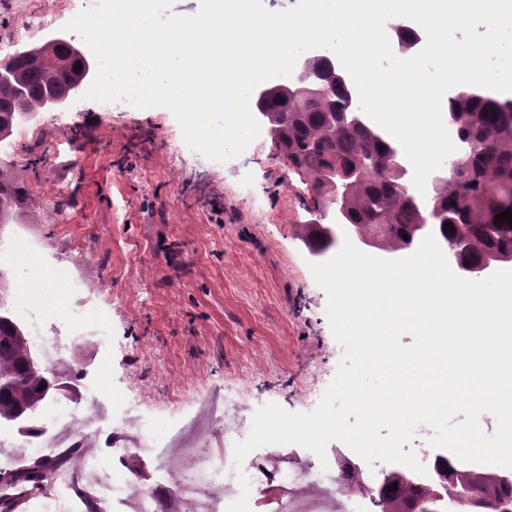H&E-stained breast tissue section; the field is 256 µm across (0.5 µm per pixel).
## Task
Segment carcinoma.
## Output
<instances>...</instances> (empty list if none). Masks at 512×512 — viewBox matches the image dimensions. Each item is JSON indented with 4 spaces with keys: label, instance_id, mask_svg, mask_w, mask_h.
I'll return each mask as SVG.
<instances>
[{
    "label": "carcinoma",
    "instance_id": "obj_1",
    "mask_svg": "<svg viewBox=\"0 0 512 512\" xmlns=\"http://www.w3.org/2000/svg\"><path fill=\"white\" fill-rule=\"evenodd\" d=\"M7 67L11 79L0 82V142L11 137L14 126L25 114L39 109L46 96L63 97L73 87L86 84L89 69L69 48L50 45L35 55L9 58ZM311 67L321 84L320 92L296 96L284 87H270L265 96L253 99L252 108L268 113L280 127L277 153L306 179L315 202H331L332 191L322 178L327 164L355 170L356 180L343 200L346 222L375 238L387 252L410 253L416 241L403 235L422 223L425 212L406 200L402 178L392 162V138L377 139L366 127L341 118L357 106V98L355 88L337 79L336 62L314 58ZM447 102L450 129L457 140L470 141L472 149L449 156L448 181L428 184L425 196L447 213V221L453 225L451 230L440 231L441 237L467 242L460 264L477 267L491 252L512 256V225L495 223L497 214L512 210V97L461 84L448 95ZM489 185L499 186L506 200L496 202L487 195ZM30 200L24 170L1 161L0 224L28 223ZM493 223L497 228H490ZM302 230L303 242L310 248L326 254L336 246L313 220L302 225ZM14 322L12 316H0V424L35 433L37 412L72 387L78 376L61 384L53 367L31 364L26 329L15 327ZM68 457L64 448L49 450L29 467L0 481V512H18L23 501L8 492L39 485ZM345 469L343 492L367 498L372 512H425L436 491V485L428 480L411 479L397 467L382 470L373 482L362 477L360 465L351 462ZM432 471L447 498L465 491L480 512H512V481L505 480L496 468L463 465L452 456L437 453ZM394 484L397 489L388 491Z\"/></svg>",
    "mask_w": 512,
    "mask_h": 512
}]
</instances>
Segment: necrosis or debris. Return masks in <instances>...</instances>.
Masks as SVG:
<instances>
[{"label": "necrosis or debris", "instance_id": "necrosis-or-debris-1", "mask_svg": "<svg viewBox=\"0 0 512 512\" xmlns=\"http://www.w3.org/2000/svg\"><path fill=\"white\" fill-rule=\"evenodd\" d=\"M33 225L16 224L0 238V268L19 269L21 287L10 289L5 301L19 308L31 325V339L51 365L64 369L75 351H91L101 340L102 322L71 301L83 281L58 273V288L42 296L34 289L43 277L41 266L19 264L21 255L36 250ZM125 392L112 394V413L97 404L70 398L50 403L44 419L58 428L52 440L20 435L0 425V471L13 472L39 457L46 447L72 448L76 454L65 471L56 473L43 489L29 493L37 512H74L93 504L97 512H159V492L174 490L186 512H329L336 490V462L297 470L289 466L279 444L266 445L262 457L242 463L228 461L225 434L215 428L213 415L200 418L194 433L159 451L163 422L143 424L131 415ZM109 435L117 462L109 466L96 452L102 435ZM151 464L161 474L160 487L145 485L129 460Z\"/></svg>", "mask_w": 512, "mask_h": 512}]
</instances>
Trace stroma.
Masks as SVG:
<instances>
[{
    "label": "stroma",
    "mask_w": 512,
    "mask_h": 512,
    "mask_svg": "<svg viewBox=\"0 0 512 512\" xmlns=\"http://www.w3.org/2000/svg\"><path fill=\"white\" fill-rule=\"evenodd\" d=\"M40 5L0 0V59L63 35L69 15ZM26 130L25 147L0 143V159L26 170L45 260L91 283L78 301L103 311L101 361L75 366L81 393L120 386L172 417V439L207 402L228 429L268 403L317 408L343 348L299 238L312 199L270 139L217 164L185 149L168 108L85 98Z\"/></svg>",
    "instance_id": "obj_1"
}]
</instances>
